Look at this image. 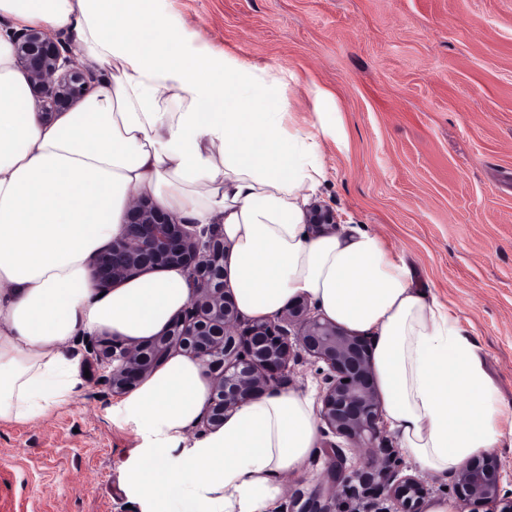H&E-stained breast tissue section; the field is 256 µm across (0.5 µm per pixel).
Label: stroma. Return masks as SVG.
Instances as JSON below:
<instances>
[{
    "label": "stroma",
    "instance_id": "35a3bbf8",
    "mask_svg": "<svg viewBox=\"0 0 512 512\" xmlns=\"http://www.w3.org/2000/svg\"><path fill=\"white\" fill-rule=\"evenodd\" d=\"M202 41L282 70L291 114L324 91L317 202L379 235L445 303L512 405V0H167ZM71 405L0 425V512H143L126 475L139 440L90 355ZM335 491L315 451L284 494Z\"/></svg>",
    "mask_w": 512,
    "mask_h": 512
}]
</instances>
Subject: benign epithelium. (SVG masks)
<instances>
[{"instance_id":"benign-epithelium-1","label":"benign epithelium","mask_w":512,"mask_h":512,"mask_svg":"<svg viewBox=\"0 0 512 512\" xmlns=\"http://www.w3.org/2000/svg\"><path fill=\"white\" fill-rule=\"evenodd\" d=\"M18 68L27 76L35 110L49 121L71 111L95 87L94 75L80 67L62 43L49 32L30 28L13 35ZM306 223L316 230L335 229L336 212L313 203ZM224 237L197 232L149 198L129 207L121 237L101 252L94 263V282L107 289L127 278L177 266L186 270L196 288L188 305L165 329L147 341L112 339L95 353L109 369L105 382L115 395L135 386L177 349L198 359L204 374L214 375L202 423L214 429L224 417L271 390L288 385L293 352H304L327 367L319 416L328 432L353 448H369L366 469L349 471L342 449L329 444V479L333 484L373 472L386 476L383 490L400 503L399 512H426L428 490L416 477L391 470L388 458L373 452L382 439L381 400L374 382L372 352L364 336L311 313L308 301L290 304L278 319H257L241 326L233 294L226 288ZM297 328L288 336L285 324ZM500 464L487 454L465 464L456 475L454 496L467 508L473 501L497 505L501 501ZM280 512H344L335 494L294 498Z\"/></svg>"}]
</instances>
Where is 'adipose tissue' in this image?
Returning <instances> with one entry per match:
<instances>
[{
	"label": "adipose tissue",
	"mask_w": 512,
	"mask_h": 512,
	"mask_svg": "<svg viewBox=\"0 0 512 512\" xmlns=\"http://www.w3.org/2000/svg\"><path fill=\"white\" fill-rule=\"evenodd\" d=\"M0 424L33 423L83 385L74 336L138 341L190 300L168 269L101 291L93 257L151 195L183 223L231 243L240 313L270 316L296 297L375 335L384 420L427 474L447 476L499 448L506 412L475 344L411 267L358 228L311 235L304 209L325 178L324 127L287 123L280 72L199 41L167 0H0ZM65 31L101 68L81 103L45 123L32 111L12 34ZM201 364L172 356L112 405L139 452L128 482L144 512H274L286 476L316 449L309 394L271 391L221 427L193 429L209 395Z\"/></svg>",
	"instance_id": "1"
}]
</instances>
